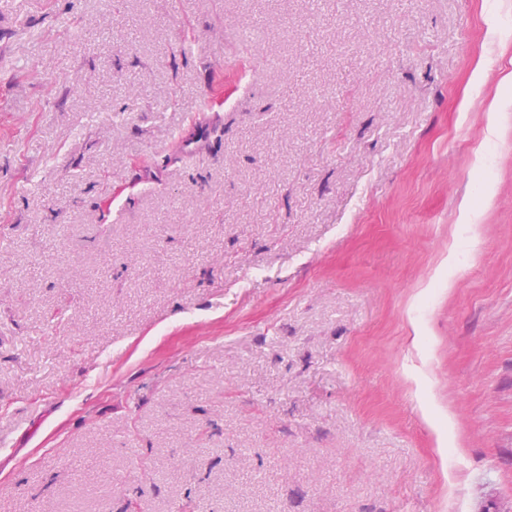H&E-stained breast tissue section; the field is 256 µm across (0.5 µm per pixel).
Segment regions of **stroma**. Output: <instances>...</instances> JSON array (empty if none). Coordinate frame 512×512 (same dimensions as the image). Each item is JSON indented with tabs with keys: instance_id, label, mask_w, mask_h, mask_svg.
Wrapping results in <instances>:
<instances>
[{
	"instance_id": "35a3bbf8",
	"label": "stroma",
	"mask_w": 512,
	"mask_h": 512,
	"mask_svg": "<svg viewBox=\"0 0 512 512\" xmlns=\"http://www.w3.org/2000/svg\"><path fill=\"white\" fill-rule=\"evenodd\" d=\"M510 72L512 0H0V512H512Z\"/></svg>"
}]
</instances>
